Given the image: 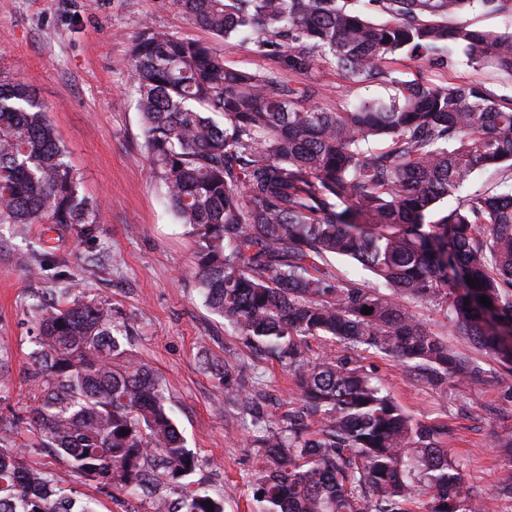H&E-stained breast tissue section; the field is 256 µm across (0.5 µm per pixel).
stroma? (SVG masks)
I'll list each match as a JSON object with an SVG mask.
<instances>
[{"label": "stroma", "mask_w": 512, "mask_h": 512, "mask_svg": "<svg viewBox=\"0 0 512 512\" xmlns=\"http://www.w3.org/2000/svg\"><path fill=\"white\" fill-rule=\"evenodd\" d=\"M148 23L211 44L231 68L279 67L251 42L215 39L176 0H0V70L31 85L68 162L81 174L82 194L98 206L88 233L0 224V354L9 358L0 411L21 415L31 404L32 303L88 289L109 299L132 326L133 350L161 377L172 417L202 462L189 477L194 488L223 495L224 512H251L254 441L297 398V379L245 347L198 294L196 244L150 178L130 86V43ZM392 69L397 80L422 77L442 86L475 75L491 96L512 99V86L493 68L438 69L403 54ZM286 78L318 88L315 104L331 111L343 101L385 99L396 92L389 84L352 83L324 63ZM403 305L445 336L454 351L478 361L481 378L465 387L433 385L372 352L364 354V367L415 419L447 425L445 444L463 460L466 482L481 492L484 512H512V500L494 494L504 470L512 468L500 449L503 436L512 434V376L467 337L449 332L439 307L409 298ZM227 354L240 370V405L225 403L221 381L202 363L204 356Z\"/></svg>", "instance_id": "stroma-1"}]
</instances>
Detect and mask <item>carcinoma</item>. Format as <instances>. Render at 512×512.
I'll return each instance as SVG.
<instances>
[{"mask_svg": "<svg viewBox=\"0 0 512 512\" xmlns=\"http://www.w3.org/2000/svg\"><path fill=\"white\" fill-rule=\"evenodd\" d=\"M371 2L391 19L371 22L350 0H177L219 39L248 37L275 59L288 49L296 72L325 62L353 82L392 83L398 53L445 68L460 51L473 71L492 65L512 82V31L437 22L464 8L512 16V0ZM130 56L150 173L195 239L204 303L301 391L254 440V512H482L444 446L448 427L407 414L359 351L411 362L436 385L480 377L403 307L407 296L439 306L448 329L512 375V102L475 79L422 78L387 101L329 112L312 103L313 86L227 67L209 44L149 25ZM491 168L493 186L461 195L471 174ZM444 200L455 205L428 220ZM96 212L33 89L0 71V224L66 230L96 223ZM329 258L355 261L373 286L338 280ZM32 317L35 402L22 448L12 439L21 418L0 414V512H96L30 466L29 450L152 512H224L223 498L185 483L200 460L160 378L126 347L112 302L80 291L38 301ZM310 336L343 350L312 360ZM204 364L223 376L224 402L238 401L232 361Z\"/></svg>", "mask_w": 512, "mask_h": 512, "instance_id": "1", "label": "carcinoma"}]
</instances>
